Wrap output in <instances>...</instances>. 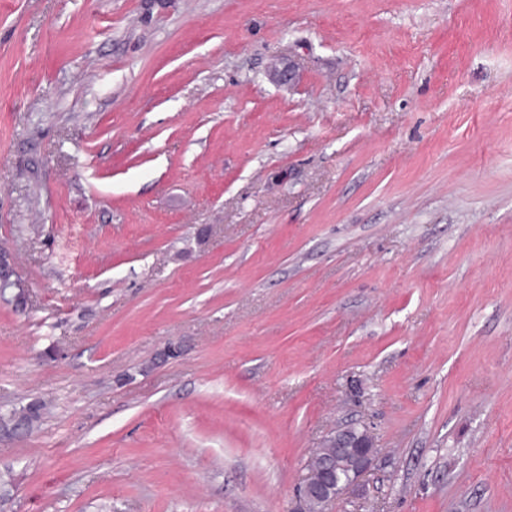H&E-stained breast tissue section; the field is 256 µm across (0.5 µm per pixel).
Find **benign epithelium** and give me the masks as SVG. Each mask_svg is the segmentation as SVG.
Listing matches in <instances>:
<instances>
[{
  "instance_id": "7a95c632",
  "label": "benign epithelium",
  "mask_w": 512,
  "mask_h": 512,
  "mask_svg": "<svg viewBox=\"0 0 512 512\" xmlns=\"http://www.w3.org/2000/svg\"><path fill=\"white\" fill-rule=\"evenodd\" d=\"M336 449L324 467L307 475L303 489H314L329 503L345 494L368 470L375 453L371 433L366 428L346 427L329 437Z\"/></svg>"
}]
</instances>
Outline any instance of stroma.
Listing matches in <instances>:
<instances>
[{
    "label": "stroma",
    "mask_w": 512,
    "mask_h": 512,
    "mask_svg": "<svg viewBox=\"0 0 512 512\" xmlns=\"http://www.w3.org/2000/svg\"><path fill=\"white\" fill-rule=\"evenodd\" d=\"M0 512H512V0H0ZM331 448H319L309 463V469L322 466L325 458L336 452L324 467L307 475L303 490L314 488L322 496L324 504L345 494L350 487L368 470L375 453L371 433L363 427L337 429L330 436ZM338 472L343 474L340 478Z\"/></svg>",
    "instance_id": "obj_1"
}]
</instances>
